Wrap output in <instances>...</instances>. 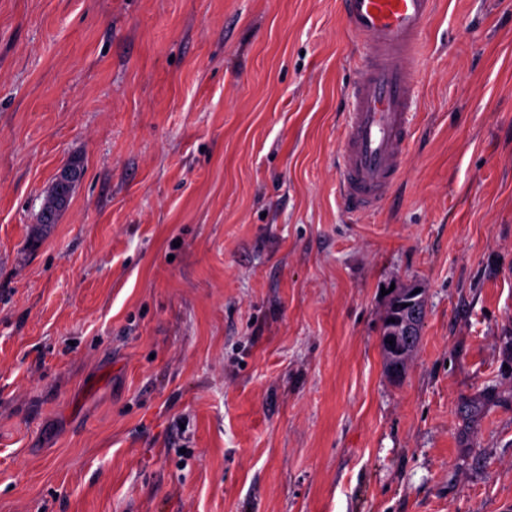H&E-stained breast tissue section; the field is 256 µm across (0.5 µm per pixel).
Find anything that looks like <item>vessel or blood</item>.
Wrapping results in <instances>:
<instances>
[{"label": "vessel or blood", "mask_w": 512, "mask_h": 512, "mask_svg": "<svg viewBox=\"0 0 512 512\" xmlns=\"http://www.w3.org/2000/svg\"><path fill=\"white\" fill-rule=\"evenodd\" d=\"M435 0H339L362 62L346 92L338 152L339 196L356 214L377 208L398 184L411 143L409 105Z\"/></svg>", "instance_id": "vessel-or-blood-1"}]
</instances>
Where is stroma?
<instances>
[{
	"mask_svg": "<svg viewBox=\"0 0 512 512\" xmlns=\"http://www.w3.org/2000/svg\"><path fill=\"white\" fill-rule=\"evenodd\" d=\"M355 56L338 0H0V512H512V0H437L363 214ZM67 172L68 177L58 180L53 188L52 196H50L44 213V224L53 223L55 212L67 202L73 179L75 175L78 176V172L75 168H70ZM414 301V306H417L419 310V328L423 319L424 314V303L420 293L414 298L400 297L397 295L391 302L389 310L387 311L384 323V334L390 328L392 322L389 319H397L407 315L408 303ZM402 304H406V307H402ZM417 315L415 312L411 313L406 320H400L396 323L395 327L389 330L386 336H381V342L387 347V357L390 362L389 370L392 373H396L400 369L406 368L408 359L411 355H405L400 359V363L397 360V356L404 353H409L412 350L415 343L414 328L416 327L415 319ZM390 338H393V346H390Z\"/></svg>",
	"mask_w": 512,
	"mask_h": 512,
	"instance_id": "35a3bbf8",
	"label": "stroma"
}]
</instances>
